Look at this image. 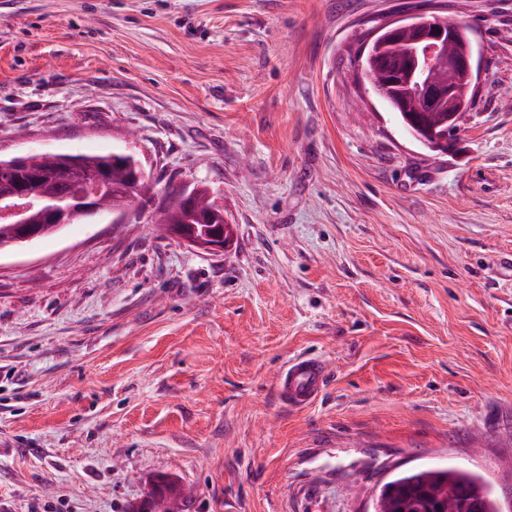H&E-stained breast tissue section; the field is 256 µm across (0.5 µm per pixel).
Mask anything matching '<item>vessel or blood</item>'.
I'll return each instance as SVG.
<instances>
[{"label": "vessel or blood", "mask_w": 512, "mask_h": 512, "mask_svg": "<svg viewBox=\"0 0 512 512\" xmlns=\"http://www.w3.org/2000/svg\"><path fill=\"white\" fill-rule=\"evenodd\" d=\"M327 377V366L320 357L304 355L290 359L278 375V394L288 406L307 407L323 391Z\"/></svg>", "instance_id": "1"}]
</instances>
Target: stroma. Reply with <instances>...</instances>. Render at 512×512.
<instances>
[{
    "label": "stroma",
    "instance_id": "1",
    "mask_svg": "<svg viewBox=\"0 0 512 512\" xmlns=\"http://www.w3.org/2000/svg\"><path fill=\"white\" fill-rule=\"evenodd\" d=\"M420 0H0V155L135 154L209 186L212 256L149 210L0 250V512H370L395 467L512 487V0H443L479 61L447 153L359 35ZM320 356L319 398L280 367ZM173 233L177 237H179L181 240H183V242L187 246H189L191 248L205 250L212 254H223L224 249L229 245V243L232 240V237L225 240L224 233L215 234L212 237L208 238L207 240L187 238V237L183 236V233H182L180 227H175L173 230ZM327 377V365L318 356L304 355L290 359L278 375V394L288 406L307 407L323 391Z\"/></svg>",
    "mask_w": 512,
    "mask_h": 512
}]
</instances>
